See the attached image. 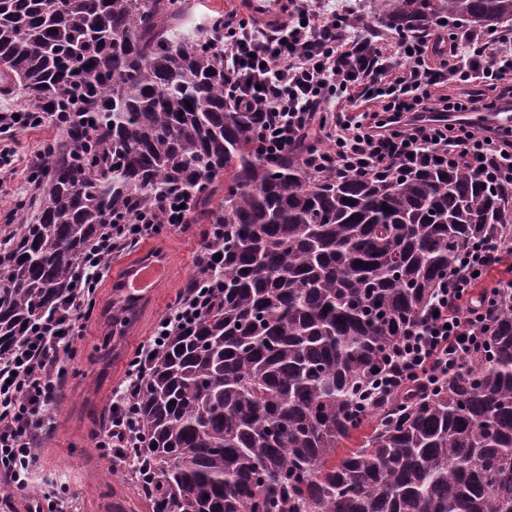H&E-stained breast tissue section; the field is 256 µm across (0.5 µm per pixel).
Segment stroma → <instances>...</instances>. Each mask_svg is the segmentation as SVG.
I'll return each mask as SVG.
<instances>
[{"label": "stroma", "mask_w": 512, "mask_h": 512, "mask_svg": "<svg viewBox=\"0 0 512 512\" xmlns=\"http://www.w3.org/2000/svg\"><path fill=\"white\" fill-rule=\"evenodd\" d=\"M60 136V130L48 123L17 130L11 144L13 163L0 169V238L24 222L27 210L23 201L30 165L47 143ZM205 227L200 220L182 230L163 225L143 239V246L153 247L167 257L169 274L158 288L155 301L140 310L136 322L124 333L112 332V295L108 284L100 283L97 288L96 303L85 322L84 334L65 360L67 375L62 403L54 409L55 428L42 442L37 462L39 476L64 484L78 512H112L113 503L122 500L134 512H146L131 480L124 477L127 464L100 457L91 434L99 429L112 392L123 380L127 364L139 345L152 336L160 319L178 304L187 283L196 274ZM106 335L111 336L117 355L104 365L96 360L95 349Z\"/></svg>", "instance_id": "35a3bbf8"}]
</instances>
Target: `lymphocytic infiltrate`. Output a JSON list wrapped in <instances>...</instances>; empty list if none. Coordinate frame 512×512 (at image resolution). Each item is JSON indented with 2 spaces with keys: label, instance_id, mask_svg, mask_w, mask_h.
Wrapping results in <instances>:
<instances>
[{
  "label": "lymphocytic infiltrate",
  "instance_id": "lymphocytic-infiltrate-1",
  "mask_svg": "<svg viewBox=\"0 0 512 512\" xmlns=\"http://www.w3.org/2000/svg\"><path fill=\"white\" fill-rule=\"evenodd\" d=\"M343 21V15L325 12L323 0H299L275 32L252 29L231 13L212 23L234 100L263 115V148L285 150L323 135L335 149L313 163L335 169L340 178L388 177L462 162L490 184L512 181V135L444 119L478 103L488 110L512 108V39L493 46L475 32L452 33L441 55L425 37L375 41L370 28L346 29ZM155 213L142 210L131 223L106 225L78 258L79 274L63 307L47 315L13 357L0 361V474L17 489L33 485L32 449L54 429L53 408L66 378L62 358L83 334L112 256L156 232ZM502 248L499 241L476 243L449 270L429 311L398 346L396 371L381 378L386 390L399 397L440 388L479 349L475 326L491 299L474 295L473 288ZM218 265L214 253L201 255L194 287L130 360L108 419L95 434L102 456L131 461L140 443L138 384L171 332L204 310L210 292L204 278Z\"/></svg>",
  "mask_w": 512,
  "mask_h": 512
}]
</instances>
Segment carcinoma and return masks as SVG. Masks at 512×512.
Wrapping results in <instances>:
<instances>
[{
  "label": "carcinoma",
  "instance_id": "obj_1",
  "mask_svg": "<svg viewBox=\"0 0 512 512\" xmlns=\"http://www.w3.org/2000/svg\"><path fill=\"white\" fill-rule=\"evenodd\" d=\"M181 0H0V73L65 130L31 169L37 218L0 243V358L70 288L112 219L197 199L224 225L220 288L152 357L136 484L151 512H512V291L433 393L377 396L382 363L473 242L512 239V187L463 164L382 179L259 152L262 114ZM505 31L512 0H365L393 38L445 19ZM372 432L336 449L366 417Z\"/></svg>",
  "mask_w": 512,
  "mask_h": 512
}]
</instances>
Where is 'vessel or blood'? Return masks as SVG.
<instances>
[{
    "mask_svg": "<svg viewBox=\"0 0 512 512\" xmlns=\"http://www.w3.org/2000/svg\"><path fill=\"white\" fill-rule=\"evenodd\" d=\"M239 11L253 17L264 30L281 27L288 17V0H236ZM458 120L485 122L504 129L512 128L511 112H461ZM168 274L165 256L159 252H143L137 258L125 261L112 277L114 301L141 306L153 300L157 288Z\"/></svg>",
    "mask_w": 512,
    "mask_h": 512,
    "instance_id": "b4317fda",
    "label": "vessel or blood"
}]
</instances>
